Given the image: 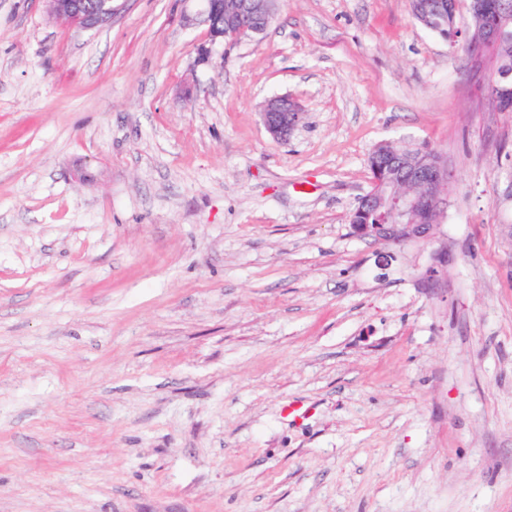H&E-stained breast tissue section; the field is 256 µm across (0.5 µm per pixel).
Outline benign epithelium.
<instances>
[{
    "instance_id": "1",
    "label": "benign epithelium",
    "mask_w": 512,
    "mask_h": 512,
    "mask_svg": "<svg viewBox=\"0 0 512 512\" xmlns=\"http://www.w3.org/2000/svg\"><path fill=\"white\" fill-rule=\"evenodd\" d=\"M48 14L65 22L72 28L90 30L109 23L116 14V0H97L93 11L85 10L82 0H45ZM203 8L199 12L207 25L210 46L197 49L196 62L199 65L211 63L212 46L224 41H239L250 35L260 34L262 30H250L240 26L241 10L224 7V0H201ZM250 12L262 20L275 15L278 0H247ZM512 20V7L503 6L502 19L485 24L482 37L473 42L471 49L475 55L483 54L486 44H500L508 36L507 24ZM488 96L492 100L512 96V66L503 63L496 77L488 86ZM303 112L294 99L276 97L268 100L262 111L264 125L276 140L284 141L297 127ZM385 176L374 181V188L361 199L362 208L380 210L391 208L393 218L384 224H355L354 231L363 238L376 242L403 245L413 241H425L433 237L436 225L409 224L408 215L415 209L425 208L430 215H441L447 201V191L451 184V175L443 160L437 158L425 168L413 165L407 152L392 150L384 165ZM408 180L425 184L430 191L421 197L406 198L395 193L398 186Z\"/></svg>"
}]
</instances>
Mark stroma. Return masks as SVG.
Instances as JSON below:
<instances>
[{"label": "stroma", "instance_id": "stroma-1", "mask_svg": "<svg viewBox=\"0 0 512 512\" xmlns=\"http://www.w3.org/2000/svg\"><path fill=\"white\" fill-rule=\"evenodd\" d=\"M117 8L0 0V512H512L495 61L410 0H279L207 66L199 0ZM383 143L448 166L431 240L350 224ZM48 14L64 21L72 28L90 30L109 23L117 9L113 5L118 0H97L92 12H87L82 0H44ZM302 115L299 103L289 97L269 99L262 111L267 131L274 139L281 141L288 139V136L299 124Z\"/></svg>", "mask_w": 512, "mask_h": 512}]
</instances>
